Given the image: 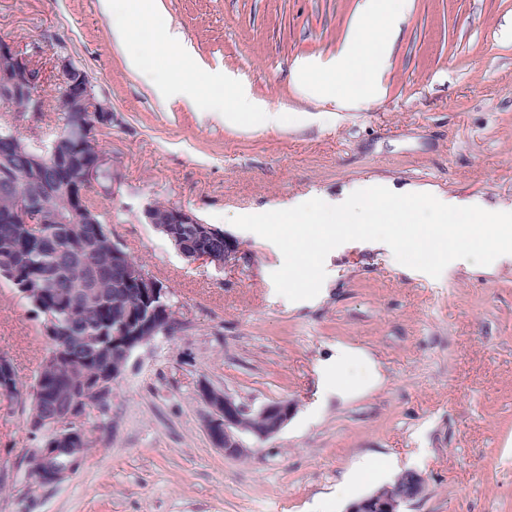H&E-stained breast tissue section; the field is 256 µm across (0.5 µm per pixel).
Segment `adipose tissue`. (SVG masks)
Returning a JSON list of instances; mask_svg holds the SVG:
<instances>
[{
	"label": "adipose tissue",
	"instance_id": "ef3b65f1",
	"mask_svg": "<svg viewBox=\"0 0 512 512\" xmlns=\"http://www.w3.org/2000/svg\"><path fill=\"white\" fill-rule=\"evenodd\" d=\"M101 10L110 20V35L114 44L128 46L134 19L150 15L151 0H101ZM408 11V0H366L362 20L353 27L351 37L346 40L340 54V69L356 64H364L370 72L380 70L388 59L391 46L398 35L395 21ZM383 20L385 33L382 38H374L367 28L369 19ZM205 111L220 112L225 122L242 123L247 117L262 114L266 123L279 124V114L267 108L252 97L243 87L228 83L223 96L210 97L204 106Z\"/></svg>",
	"mask_w": 512,
	"mask_h": 512
}]
</instances>
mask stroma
<instances>
[{"label":"stroma","mask_w":512,"mask_h":512,"mask_svg":"<svg viewBox=\"0 0 512 512\" xmlns=\"http://www.w3.org/2000/svg\"><path fill=\"white\" fill-rule=\"evenodd\" d=\"M364 0H155L195 52L187 62L144 38L131 49L181 84L159 98L112 43L100 0H0V39L64 52L112 106L100 138L117 194L113 239L171 293L181 324L131 357L113 387L110 433L93 431L78 471L28 490L22 406L49 342L41 317L0 280V354L20 393L0 396V512H346L390 483L383 464L426 480L403 512H512V254L440 277L400 264L381 242L350 241L325 259L319 295L293 302L271 280L283 257L233 217L355 183L396 193L512 204V0H412L376 96L360 68L332 76ZM231 77L279 111L239 125L190 107ZM336 80L342 102L306 86ZM192 211L238 241L228 266L182 256L141 211L152 200ZM348 344L362 362L345 388L319 369ZM208 384L251 406L289 400L273 438L224 455L206 430ZM374 460L350 496L343 474Z\"/></svg>","instance_id":"obj_1"}]
</instances>
